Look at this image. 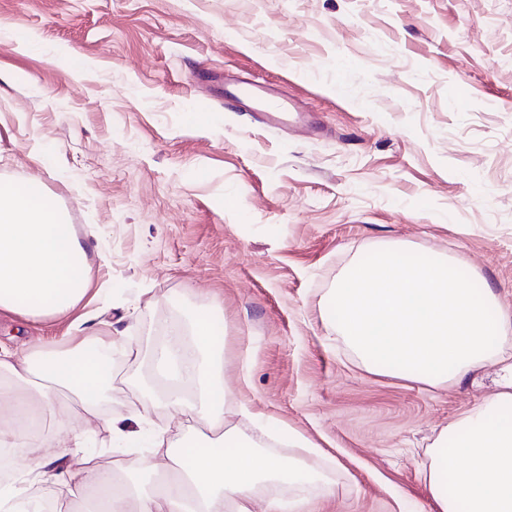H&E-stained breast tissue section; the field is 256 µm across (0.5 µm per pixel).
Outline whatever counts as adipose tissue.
<instances>
[{"label": "adipose tissue", "instance_id": "ef3b65f1", "mask_svg": "<svg viewBox=\"0 0 512 512\" xmlns=\"http://www.w3.org/2000/svg\"><path fill=\"white\" fill-rule=\"evenodd\" d=\"M90 284L87 248L42 185L0 181V309L27 320L66 317ZM325 305L342 341L369 370L441 387L498 365L496 392L438 433L420 472L433 512H512V352L505 349L512 343V308L492 288L475 292L457 260L420 255L400 243L351 264ZM192 331L194 346L174 331L149 355L164 374L196 387L191 397L169 393L168 407L221 436L210 445L187 441L144 457V472L175 476L147 490L120 489L116 471L77 450L64 454L63 468L50 467L63 440L55 390L82 404L77 426L99 418L109 370L96 349L81 343L24 356L0 351V447L20 451L0 479V512H44L33 492L39 484L55 487L60 500L92 492L100 512H254L265 485L284 483L296 495H265L263 512H307L303 493L319 478L304 461L311 445L292 432L288 444L299 457L284 463L263 453V428L244 429L237 421L248 406L223 397V326L216 311L197 310Z\"/></svg>", "mask_w": 512, "mask_h": 512}]
</instances>
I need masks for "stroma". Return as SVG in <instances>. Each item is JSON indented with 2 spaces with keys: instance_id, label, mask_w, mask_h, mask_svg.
<instances>
[{
  "instance_id": "stroma-1",
  "label": "stroma",
  "mask_w": 512,
  "mask_h": 512,
  "mask_svg": "<svg viewBox=\"0 0 512 512\" xmlns=\"http://www.w3.org/2000/svg\"><path fill=\"white\" fill-rule=\"evenodd\" d=\"M295 105L268 126L233 80ZM36 179L91 246L100 321L126 338L106 413L209 431L141 391L143 342L224 326V390L317 448L311 512H432L418 473L497 367L433 388L367 370L323 320L383 243L443 253L512 307V0H0V180ZM95 344L0 310V347Z\"/></svg>"
}]
</instances>
